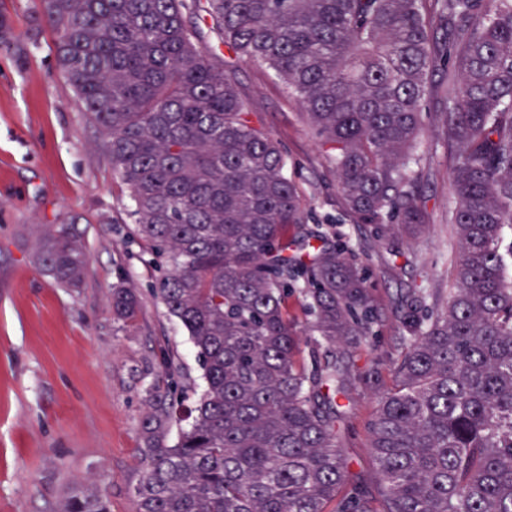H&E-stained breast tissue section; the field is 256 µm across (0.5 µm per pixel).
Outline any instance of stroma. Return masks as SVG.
I'll use <instances>...</instances> for the list:
<instances>
[{
  "mask_svg": "<svg viewBox=\"0 0 512 512\" xmlns=\"http://www.w3.org/2000/svg\"><path fill=\"white\" fill-rule=\"evenodd\" d=\"M11 50L0 49V512H58L74 488L99 493L112 512H138L140 427L148 390H165L169 354L193 407L204 381L184 327L151 289L162 271L129 216L127 187L112 170L97 127L59 69L38 0H0ZM239 90L283 146L309 228L347 240L365 263L377 300L380 342L361 363L398 353L397 307L409 289L447 294L454 258L450 162L438 148L422 174L427 223L413 239L378 245L352 223L326 151L299 102L265 64L230 57ZM74 222L88 260L79 288L58 287L39 264L54 225ZM133 288L134 320L112 315V290ZM375 406L357 397L343 446L352 473L375 486L364 426Z\"/></svg>",
  "mask_w": 512,
  "mask_h": 512,
  "instance_id": "stroma-1",
  "label": "stroma"
}]
</instances>
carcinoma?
<instances>
[{
	"label": "carcinoma",
	"mask_w": 512,
	"mask_h": 512,
	"mask_svg": "<svg viewBox=\"0 0 512 512\" xmlns=\"http://www.w3.org/2000/svg\"><path fill=\"white\" fill-rule=\"evenodd\" d=\"M40 2L164 267L152 292L205 382L184 427L172 360L170 394L148 393L138 512H512V0ZM187 11L275 72L326 147L349 216L379 244L426 225L420 137L451 148L455 286L445 299L411 290L400 307L401 351L365 426L376 495L342 444L341 401L379 381L358 365L378 343L367 271L348 243L306 228L279 143ZM439 68L448 89L428 124ZM40 261L60 287L79 285L75 225H56ZM137 306L133 289H112L115 318ZM60 512L112 504L74 489Z\"/></svg>",
	"instance_id": "cac0c4a2"
}]
</instances>
